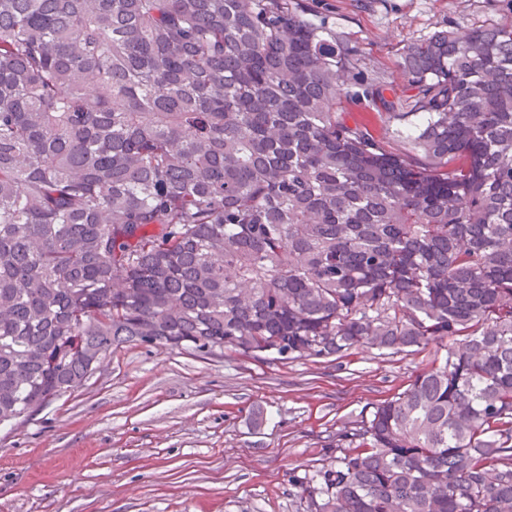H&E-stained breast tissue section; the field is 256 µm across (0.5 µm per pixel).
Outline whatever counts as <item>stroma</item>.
Returning <instances> with one entry per match:
<instances>
[{"instance_id": "stroma-1", "label": "stroma", "mask_w": 512, "mask_h": 512, "mask_svg": "<svg viewBox=\"0 0 512 512\" xmlns=\"http://www.w3.org/2000/svg\"><path fill=\"white\" fill-rule=\"evenodd\" d=\"M366 74L401 89L407 43L512 22V0H304ZM386 152L411 157L377 107L343 103ZM440 344L336 361L203 357L126 345L27 423L0 426V512H306L293 483L335 464L336 434L403 391Z\"/></svg>"}]
</instances>
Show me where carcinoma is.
<instances>
[{"mask_svg": "<svg viewBox=\"0 0 512 512\" xmlns=\"http://www.w3.org/2000/svg\"><path fill=\"white\" fill-rule=\"evenodd\" d=\"M401 67L390 100L297 0H0V425L126 344L443 343L293 481L308 512H512V24ZM343 110L350 112L352 120L365 123L374 139L386 152L406 158L413 155L407 142L393 133L394 124L387 122L384 116L377 113V107L364 100L351 99L344 101Z\"/></svg>", "mask_w": 512, "mask_h": 512, "instance_id": "cac0c4a2", "label": "carcinoma"}]
</instances>
